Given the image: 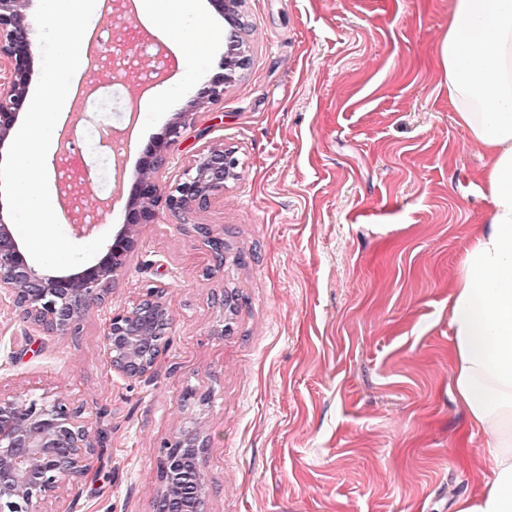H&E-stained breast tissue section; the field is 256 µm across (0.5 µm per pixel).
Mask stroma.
I'll return each instance as SVG.
<instances>
[{
	"label": "stroma",
	"instance_id": "obj_1",
	"mask_svg": "<svg viewBox=\"0 0 512 512\" xmlns=\"http://www.w3.org/2000/svg\"><path fill=\"white\" fill-rule=\"evenodd\" d=\"M451 0H244L249 65L223 102L192 103L221 71L225 22L197 0L212 48L173 104L147 113L123 172L91 160L97 193L130 185L174 113L235 148L237 179L201 221L223 266L160 211L107 308L49 336L0 300V393L63 395L102 437L87 478L41 512H156L161 446L190 420L210 437L205 512H456L489 468L486 437L456 448L467 415L451 384L448 306L462 250L490 220L487 150L461 126L438 62ZM70 136L123 128L125 83L97 69ZM163 290L172 325L151 376L108 368L104 312ZM234 294L223 333L217 298ZM208 397L186 410L184 389Z\"/></svg>",
	"mask_w": 512,
	"mask_h": 512
}]
</instances>
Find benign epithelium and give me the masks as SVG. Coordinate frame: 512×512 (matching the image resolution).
Instances as JSON below:
<instances>
[{
  "label": "benign epithelium",
  "instance_id": "7a95c632",
  "mask_svg": "<svg viewBox=\"0 0 512 512\" xmlns=\"http://www.w3.org/2000/svg\"><path fill=\"white\" fill-rule=\"evenodd\" d=\"M31 2L0 0V61L6 68V77L0 79V148L28 105L36 49L27 20ZM242 2L210 0L227 24L228 51L224 72L209 82L195 102L196 109L222 102L234 74L249 63ZM192 120L191 112L173 114L165 137L155 145L152 162L132 183L125 224L107 244L105 255L78 273L49 275L36 269L0 210V296L8 297L31 327L57 335L77 333L89 307L105 304L112 280L126 267L136 245L137 227L155 223L163 209L203 238L216 260H224V233L196 223V218L224 194V186L239 166L236 151L205 141L179 177L161 185L160 173L169 164L168 148L193 128ZM171 323L163 292L152 287L132 308L108 314L103 341L110 369L127 379L151 373ZM83 413V406L64 397L44 396L21 404L0 396V512H39L41 500L63 484L89 475L97 442ZM208 447L209 437L196 421L163 445L160 512H203V496L184 498L181 491L199 477Z\"/></svg>",
  "mask_w": 512,
  "mask_h": 512
}]
</instances>
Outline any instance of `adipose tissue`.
<instances>
[{"label": "adipose tissue", "mask_w": 512, "mask_h": 512, "mask_svg": "<svg viewBox=\"0 0 512 512\" xmlns=\"http://www.w3.org/2000/svg\"><path fill=\"white\" fill-rule=\"evenodd\" d=\"M439 60L458 122L491 154V220L462 252L448 309L454 393L491 459L458 512H512V0H453Z\"/></svg>", "instance_id": "obj_1"}]
</instances>
